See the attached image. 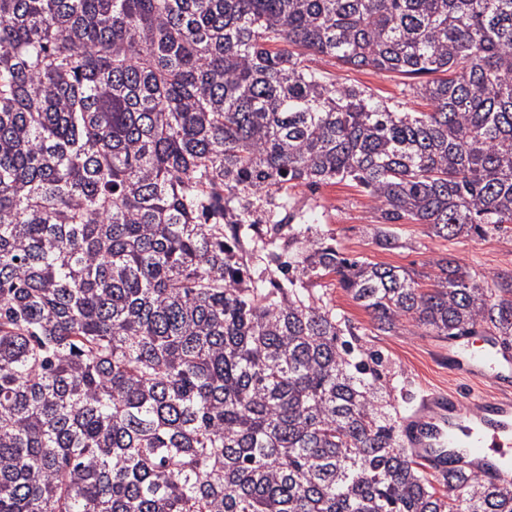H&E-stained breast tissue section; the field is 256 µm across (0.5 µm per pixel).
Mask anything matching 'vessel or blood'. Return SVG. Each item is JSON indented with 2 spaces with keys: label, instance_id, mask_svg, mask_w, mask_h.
Here are the masks:
<instances>
[{
  "label": "vessel or blood",
  "instance_id": "vessel-or-blood-1",
  "mask_svg": "<svg viewBox=\"0 0 512 512\" xmlns=\"http://www.w3.org/2000/svg\"><path fill=\"white\" fill-rule=\"evenodd\" d=\"M449 369L472 382L494 380L512 373V350L487 337L478 350L459 348ZM467 413L476 418L475 426L463 424ZM401 437L408 451L426 460L432 471L451 465L502 483L495 451L512 446V397L494 393L466 402L453 392L431 394L403 421Z\"/></svg>",
  "mask_w": 512,
  "mask_h": 512
}]
</instances>
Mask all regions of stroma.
<instances>
[{
  "mask_svg": "<svg viewBox=\"0 0 512 512\" xmlns=\"http://www.w3.org/2000/svg\"><path fill=\"white\" fill-rule=\"evenodd\" d=\"M313 68L336 74L340 81L372 92L379 99L407 103L421 109L413 98L409 78L381 73L369 67L335 68L329 58L314 56ZM302 198L311 208L322 233L336 237L346 252L369 261L399 266L420 274L431 272L439 256L453 254L476 273L489 275L512 268V236L491 235L485 239L458 238L445 240L427 236L420 224L404 225L403 245L382 250L363 236L361 228L374 218L373 204L354 183L348 181L321 186L316 192L302 191ZM368 347L381 350L388 359L390 385L394 396L409 393L420 397L431 392L455 389L468 397V382L448 373V341L440 336L411 335L370 336Z\"/></svg>",
  "mask_w": 512,
  "mask_h": 512,
  "instance_id": "35a3bbf8",
  "label": "stroma"
}]
</instances>
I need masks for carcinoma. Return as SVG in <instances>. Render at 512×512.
<instances>
[{
	"label": "carcinoma",
	"instance_id": "1",
	"mask_svg": "<svg viewBox=\"0 0 512 512\" xmlns=\"http://www.w3.org/2000/svg\"><path fill=\"white\" fill-rule=\"evenodd\" d=\"M336 181L384 250L512 229V0H0V512H512L474 473L437 492L316 291L511 346L512 269L349 258L297 196ZM308 63L313 68L336 74L340 81L348 85L359 86L368 92H372L379 99L390 103L407 102L408 108L425 110L421 101L412 98L410 85L413 80L406 77L395 76L388 73H380L370 67L363 68H338L332 61L323 56H309Z\"/></svg>",
	"mask_w": 512,
	"mask_h": 512
}]
</instances>
